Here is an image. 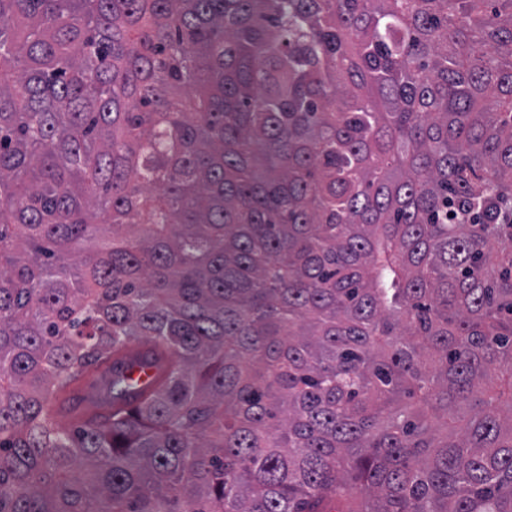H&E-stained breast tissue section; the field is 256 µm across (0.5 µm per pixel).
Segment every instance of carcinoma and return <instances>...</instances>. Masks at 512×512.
Returning a JSON list of instances; mask_svg holds the SVG:
<instances>
[{
	"instance_id": "obj_1",
	"label": "carcinoma",
	"mask_w": 512,
	"mask_h": 512,
	"mask_svg": "<svg viewBox=\"0 0 512 512\" xmlns=\"http://www.w3.org/2000/svg\"><path fill=\"white\" fill-rule=\"evenodd\" d=\"M0 512H512V0H0Z\"/></svg>"
}]
</instances>
